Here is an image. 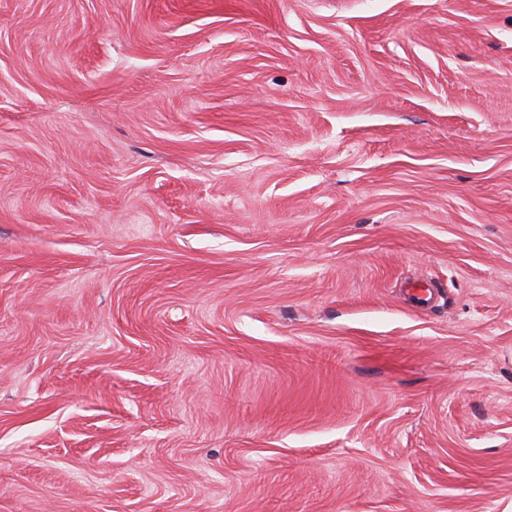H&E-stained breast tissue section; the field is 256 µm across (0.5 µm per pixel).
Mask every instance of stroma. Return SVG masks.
<instances>
[{"label": "stroma", "instance_id": "stroma-1", "mask_svg": "<svg viewBox=\"0 0 512 512\" xmlns=\"http://www.w3.org/2000/svg\"><path fill=\"white\" fill-rule=\"evenodd\" d=\"M0 512H512V0H0Z\"/></svg>", "mask_w": 512, "mask_h": 512}]
</instances>
